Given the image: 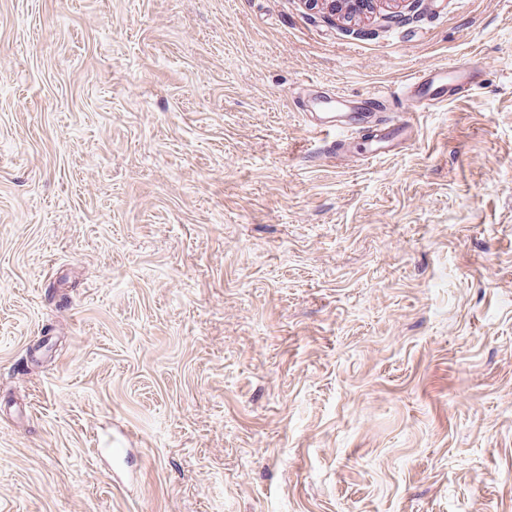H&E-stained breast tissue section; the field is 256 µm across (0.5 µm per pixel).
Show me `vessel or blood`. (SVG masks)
I'll list each match as a JSON object with an SVG mask.
<instances>
[{
    "mask_svg": "<svg viewBox=\"0 0 512 512\" xmlns=\"http://www.w3.org/2000/svg\"><path fill=\"white\" fill-rule=\"evenodd\" d=\"M470 69V60L464 59L448 67L416 74L410 84V96L425 106L443 102L448 98L449 87L467 85ZM363 102L367 106L366 111L357 112L353 110L346 96L340 93L332 99L323 101L313 125L323 131L336 132V139L327 143L331 152L349 151L355 131L368 121L370 111L379 110L381 106L380 96L373 92L364 95ZM396 109V117L385 118L377 123L375 133L369 141L368 158L391 155L399 144L411 137L414 123L410 112L402 102L397 104Z\"/></svg>",
    "mask_w": 512,
    "mask_h": 512,
    "instance_id": "obj_1",
    "label": "vessel or blood"
}]
</instances>
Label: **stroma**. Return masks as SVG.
I'll list each match as a JSON object with an SVG mask.
<instances>
[{"label": "stroma", "mask_w": 512, "mask_h": 512, "mask_svg": "<svg viewBox=\"0 0 512 512\" xmlns=\"http://www.w3.org/2000/svg\"><path fill=\"white\" fill-rule=\"evenodd\" d=\"M0 512H512V0H0ZM312 8L321 6L331 15L340 14L344 19L352 22L355 17L373 13L377 2H390L391 8L398 9L408 0H305ZM344 11V12H343ZM471 64V60L464 59L448 67H439L416 74L410 84V98H416L424 106L447 100L448 86L468 85ZM363 103L368 105L376 112H352L354 108L350 106V101L345 95L338 92L332 99L322 101L321 112H315L311 120L314 127L321 131L342 132L344 136L332 139L326 143V148L330 152L341 153L349 152L353 148L351 141L356 130H360L365 122L372 117H377L380 113L381 96L374 92H368L362 97ZM407 101L395 102L392 100L395 110L401 112L399 117L385 118L381 122L376 120L375 134L368 142L369 149L364 160H370L391 155L395 148L407 141L413 132L414 123L412 113L406 109Z\"/></svg>", "instance_id": "1"}]
</instances>
